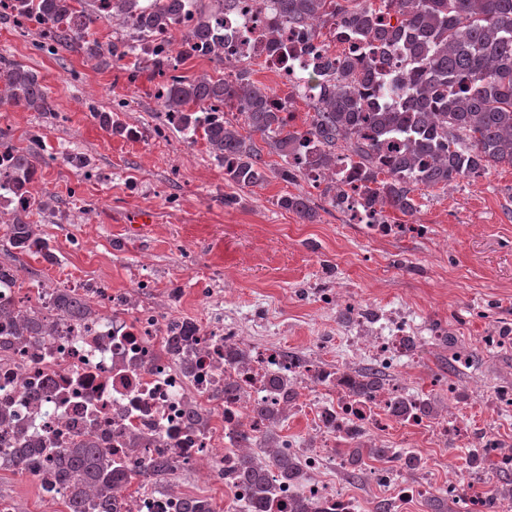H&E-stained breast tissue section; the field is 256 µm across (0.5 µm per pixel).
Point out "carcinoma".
Segmentation results:
<instances>
[{
	"label": "carcinoma",
	"instance_id": "obj_1",
	"mask_svg": "<svg viewBox=\"0 0 512 512\" xmlns=\"http://www.w3.org/2000/svg\"><path fill=\"white\" fill-rule=\"evenodd\" d=\"M98 0L75 6V0H0V11L19 27L36 25L39 47L52 54L76 50L99 69L132 60L128 79L149 69L163 78L156 97L173 128L202 133L210 154L224 165V179L242 188L262 186L274 176L286 182L317 176L313 188L337 211L352 210L341 172L348 167L361 179L358 205L378 216L390 208L412 215L420 208V188L445 189L451 183L476 180L490 170L512 167V0H274L289 25L302 30L303 50L317 48L321 30L336 42L350 43L336 55V84L318 100L308 102L302 125L273 102L275 92L260 88L246 71L234 75L190 79L174 74L189 58L224 62V22L220 15L235 0H111L103 14ZM124 27L133 21L134 35L103 44L93 29L102 21ZM180 37H175V32ZM167 33L170 49L150 44L154 34ZM361 47L372 52L357 55ZM388 70L392 100L377 103L370 90L380 72ZM22 105L35 112H54V104L37 73L0 56V107ZM238 111L250 134L243 136L225 118L224 108ZM99 125L113 135L137 132L112 120V114L91 107ZM258 134L269 152L280 157L277 168L263 158L253 140ZM6 150V169L0 180L20 199L11 217L0 222L3 238L21 252L55 259L48 242L33 230L35 213L48 205L29 190L41 165L35 151ZM278 205L312 222L317 213L308 196L290 194ZM60 315L88 317L94 310L85 296L62 291L55 300ZM0 318L17 336H37L48 324L27 309L0 305ZM242 437L233 479L249 487V512L280 508L275 482L297 488L305 480L300 461L280 448L257 462L248 448H265ZM354 466L364 459L386 464L397 460L394 448H352ZM57 474L67 484L68 512H82L87 499L112 503V492L126 488V474L112 476V459L90 441L58 457Z\"/></svg>",
	"mask_w": 512,
	"mask_h": 512
}]
</instances>
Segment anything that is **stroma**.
Segmentation results:
<instances>
[{"mask_svg": "<svg viewBox=\"0 0 512 512\" xmlns=\"http://www.w3.org/2000/svg\"><path fill=\"white\" fill-rule=\"evenodd\" d=\"M39 42L36 27L22 30L0 18V55L35 71L55 106L51 115L0 109V138L48 159L33 190L52 200L56 215L35 214L30 221L55 259L17 256L14 265L30 285L86 282L122 293L143 280L147 301L183 319L241 320L255 338L297 353L325 340L335 363L363 358L346 346L342 333L349 324L338 308L319 303V289L372 309L402 311L417 336L403 373L409 390L426 395L434 414H462L474 427L490 426L499 442H512V407L492 410L485 400L487 390L512 386V167L426 190L416 213L389 215L407 232L377 238L324 203L308 181L227 184L202 137L167 126L151 71L132 83L120 65L99 70L77 52L47 54ZM94 106L112 112L134 136L102 129L90 113ZM64 149L81 154L91 177L56 161ZM300 192L316 207V221L278 206L281 196ZM142 210L154 223L130 237L126 225ZM499 329L508 343L487 346L486 336ZM460 353L470 365L457 371ZM452 384L462 397H449ZM382 445L426 460V467L401 469L406 479L427 481L435 491L460 481L463 494L449 499L448 512H468L472 499L505 487L511 493L499 497L494 512H512V470L471 469L478 437L443 446L399 425ZM324 474L355 497L358 512H374L391 496L389 487L350 479L330 459ZM0 491L16 512L64 510L63 502H47L32 481L9 468L0 469Z\"/></svg>", "mask_w": 512, "mask_h": 512, "instance_id": "obj_1", "label": "stroma"}]
</instances>
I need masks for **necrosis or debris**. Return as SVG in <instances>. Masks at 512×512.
Masks as SVG:
<instances>
[{"mask_svg":"<svg viewBox=\"0 0 512 512\" xmlns=\"http://www.w3.org/2000/svg\"><path fill=\"white\" fill-rule=\"evenodd\" d=\"M272 27L279 42L275 48L266 39ZM299 42V30L281 22L270 0H237L224 15L225 57L262 61L285 83L306 87L314 96L330 75L318 72L308 57L294 55ZM92 294L110 299V309L70 321L56 314L52 289H40L34 305L50 325L42 336L15 337L0 321V467L21 469L58 501L67 490L53 458L89 439L132 478L133 491L113 499L114 512H186L188 498L171 492L170 480L191 484L200 474L207 483L224 484L235 461L236 434L247 430L264 436L267 415L285 404L273 385L277 376L292 383L291 414L312 419L300 438H283L281 445L312 472L321 469L332 449L350 442L377 445L397 423L393 400L408 396L401 381L357 395L351 387L354 369L329 364L324 344H316L301 364L278 347L252 344L237 321L196 325L171 351L174 314L134 299L129 291L111 295L96 288ZM351 309L349 343L388 372L402 373L413 357L410 319L373 314L357 303ZM420 404L416 397L408 406L409 428L441 444L472 435L462 419L422 416ZM19 448L37 454L21 465L15 457ZM159 458L170 466L164 480L152 468ZM298 492L323 512H356L355 499L332 482L314 480L299 491L284 485L278 500L288 502Z\"/></svg>","mask_w":512,"mask_h":512,"instance_id":"1","label":"necrosis or debris"}]
</instances>
